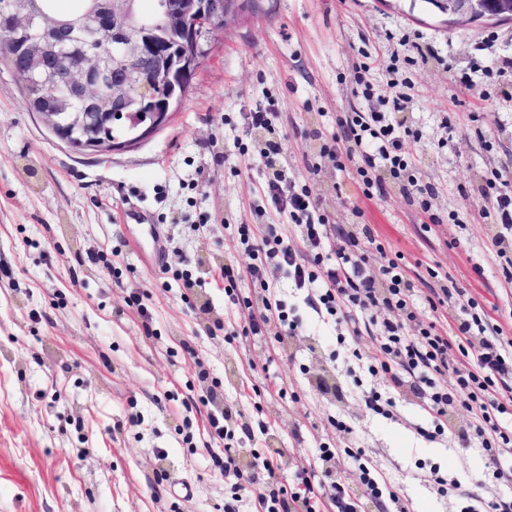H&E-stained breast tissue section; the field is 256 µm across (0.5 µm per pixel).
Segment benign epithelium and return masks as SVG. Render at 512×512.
Returning a JSON list of instances; mask_svg holds the SVG:
<instances>
[{"label": "benign epithelium", "instance_id": "obj_1", "mask_svg": "<svg viewBox=\"0 0 512 512\" xmlns=\"http://www.w3.org/2000/svg\"><path fill=\"white\" fill-rule=\"evenodd\" d=\"M450 26L482 18L512 20V0H498L492 11L481 0H435ZM241 12V0H158L159 21L136 26L128 0H103L100 10L76 30L38 11L33 0H0L3 51L15 50L14 34L25 31L22 51L31 68L16 70L29 81L46 72L57 87L56 99L39 110L43 124L65 144L68 132H83L80 149L107 154L138 143L169 123L185 96V81L200 64V40L208 29L227 27ZM167 73L171 87L155 91L150 69ZM137 89V111L130 113L131 90ZM115 119L130 120L133 135L123 141L108 133Z\"/></svg>", "mask_w": 512, "mask_h": 512}]
</instances>
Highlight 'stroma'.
Segmentation results:
<instances>
[{"instance_id": "stroma-1", "label": "stroma", "mask_w": 512, "mask_h": 512, "mask_svg": "<svg viewBox=\"0 0 512 512\" xmlns=\"http://www.w3.org/2000/svg\"><path fill=\"white\" fill-rule=\"evenodd\" d=\"M419 44L434 58L421 62ZM202 49L169 124L105 155L57 140L0 65V512H224L234 488L215 465L224 443L209 438L208 417L227 407L254 427L233 441L240 464L273 457L288 492L299 474L323 480L319 454L330 445L362 454L340 469L350 488L366 463L409 512H462L470 493L512 497L498 476L512 456L495 466L480 440L464 441L465 411L425 439L418 398L369 373L374 326L345 341L344 327L318 317L270 264L266 280L303 329L281 342L246 336L261 290L243 280L235 305L219 277L247 261L242 224L254 240L273 227L306 251L264 192V138L248 115L271 109L285 135L283 185L311 191L328 234L371 230L404 254L418 293L436 287L438 270L512 339V283L481 216L486 177L498 173V189L512 191V101L496 95L512 79L502 69L512 21L451 27L425 0H252ZM403 93L420 133L409 151L436 188L427 213L390 176L384 196L365 198L334 152L338 116L386 111ZM139 214L159 226V242L139 240ZM369 391L393 400L390 414L364 407ZM340 421L351 434L340 435Z\"/></svg>"}]
</instances>
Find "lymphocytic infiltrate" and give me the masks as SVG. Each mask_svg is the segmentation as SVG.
<instances>
[{
  "mask_svg": "<svg viewBox=\"0 0 512 512\" xmlns=\"http://www.w3.org/2000/svg\"><path fill=\"white\" fill-rule=\"evenodd\" d=\"M406 102L402 96L393 99L389 111L341 117L338 124L348 142L344 161L360 178L366 197L383 193L381 174L386 171L405 179L419 207L427 211L434 189L419 183L414 174L416 163L407 145L419 133L405 114ZM273 119L270 112L250 115L251 126L267 134L260 152L271 171L266 192L273 201H287L309 257L299 259L276 230H269L259 244L249 233H242L248 262L243 266L225 265L221 275L229 295L245 278L263 286L264 312L249 322L248 333L281 339L298 335L302 327L297 318L284 311L274 289L263 284L265 264L274 262L287 269L295 287L321 285L319 301L327 315L349 332H357L363 320L378 323L379 331L373 338L375 366L388 378L392 389L412 384L431 422L430 428L421 429V436L430 439L444 434L449 413L461 409L473 416L476 436L490 442L491 459L512 452V430L500 423L503 415H512V354L503 347L500 327L470 312L458 319L451 334L438 321L420 322L419 304L439 313L463 297L464 289L442 279L429 295L417 297L402 255L388 253L384 244L369 233L362 237L344 233L336 246H329L326 224L317 218L318 202L309 190L303 188L288 195L282 192L277 163L283 147L280 136L273 131ZM487 186L492 190L487 215L496 228L501 274L512 282V195L497 192L495 179H488ZM375 256L380 263L374 267L370 261ZM216 465L225 475L233 476L238 492L255 497L265 512H324L329 504L337 512H357L353 493L339 481L324 486L305 477L290 495H279L269 484L274 475L273 458L263 459L259 467L248 470L228 452Z\"/></svg>",
  "mask_w": 512,
  "mask_h": 512,
  "instance_id": "lymphocytic-infiltrate-1",
  "label": "lymphocytic infiltrate"
}]
</instances>
